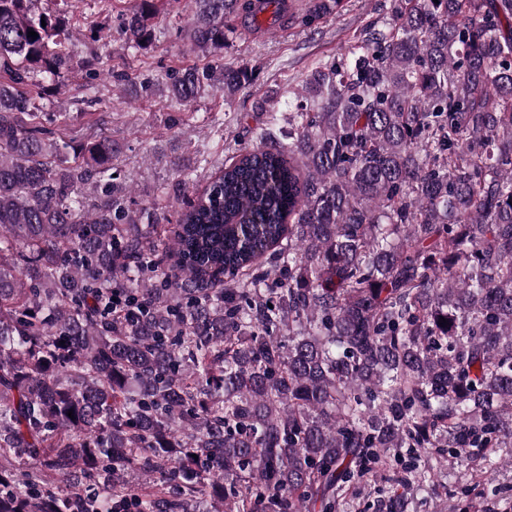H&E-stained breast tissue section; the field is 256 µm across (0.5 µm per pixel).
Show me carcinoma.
Segmentation results:
<instances>
[{
    "label": "carcinoma",
    "instance_id": "carcinoma-1",
    "mask_svg": "<svg viewBox=\"0 0 512 512\" xmlns=\"http://www.w3.org/2000/svg\"><path fill=\"white\" fill-rule=\"evenodd\" d=\"M178 2L136 0L133 53ZM191 2L213 62L168 93L227 103L258 71L224 62L233 22L281 0ZM391 12L288 127L257 102L256 141L165 228L115 188L112 138L44 125L64 14L0 0V512H356L379 481L375 512H512L484 487L512 469V0Z\"/></svg>",
    "mask_w": 512,
    "mask_h": 512
}]
</instances>
